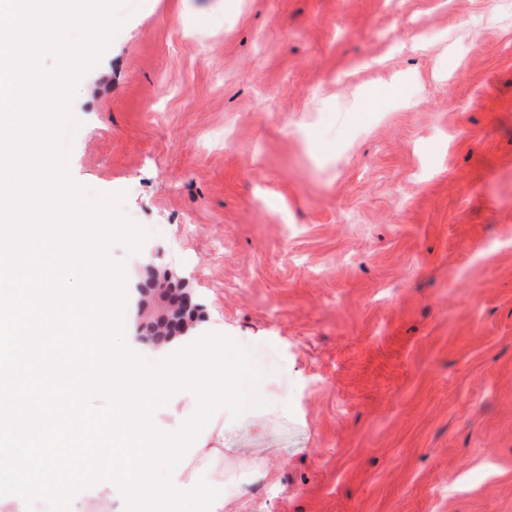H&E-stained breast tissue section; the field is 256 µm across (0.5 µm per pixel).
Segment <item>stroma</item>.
<instances>
[{"label": "stroma", "instance_id": "obj_1", "mask_svg": "<svg viewBox=\"0 0 512 512\" xmlns=\"http://www.w3.org/2000/svg\"><path fill=\"white\" fill-rule=\"evenodd\" d=\"M119 12L68 169L266 372L224 512H512V0Z\"/></svg>", "mask_w": 512, "mask_h": 512}]
</instances>
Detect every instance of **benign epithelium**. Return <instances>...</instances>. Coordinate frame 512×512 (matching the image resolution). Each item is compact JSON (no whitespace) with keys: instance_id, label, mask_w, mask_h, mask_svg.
<instances>
[{"instance_id":"obj_1","label":"benign epithelium","mask_w":512,"mask_h":512,"mask_svg":"<svg viewBox=\"0 0 512 512\" xmlns=\"http://www.w3.org/2000/svg\"><path fill=\"white\" fill-rule=\"evenodd\" d=\"M137 342L159 349L187 334L199 320L198 306L184 284L171 275H157L146 267L133 301Z\"/></svg>"}]
</instances>
